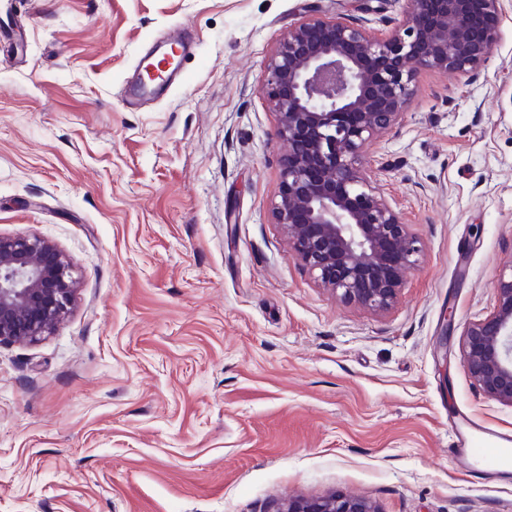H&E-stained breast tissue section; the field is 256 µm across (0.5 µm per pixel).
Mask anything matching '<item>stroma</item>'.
Instances as JSON below:
<instances>
[{
  "label": "stroma",
  "instance_id": "obj_1",
  "mask_svg": "<svg viewBox=\"0 0 512 512\" xmlns=\"http://www.w3.org/2000/svg\"><path fill=\"white\" fill-rule=\"evenodd\" d=\"M405 0H0V235L72 261L77 301L0 346V512H278L354 494L379 512H512L465 478L459 414L512 408L440 352L495 307L512 253V0L478 75L424 72L365 157L422 248L375 315L320 288L268 206L279 186L266 59L307 18L379 31ZM186 28L185 78L125 91Z\"/></svg>",
  "mask_w": 512,
  "mask_h": 512
}]
</instances>
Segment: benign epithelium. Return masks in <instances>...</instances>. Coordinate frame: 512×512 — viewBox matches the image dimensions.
<instances>
[{"label": "benign epithelium", "instance_id": "obj_1", "mask_svg": "<svg viewBox=\"0 0 512 512\" xmlns=\"http://www.w3.org/2000/svg\"><path fill=\"white\" fill-rule=\"evenodd\" d=\"M501 0H408L385 34L339 18H310L272 49L261 94L287 144L271 223L295 258L341 302L383 314L397 302L422 247L371 186L367 144L406 109L417 75L475 73L500 37ZM70 258L37 235L0 236V345L29 346L64 319L78 281ZM496 306L468 323L459 351L472 381L512 407V254L496 278ZM280 512H378L351 495L288 502Z\"/></svg>", "mask_w": 512, "mask_h": 512}]
</instances>
